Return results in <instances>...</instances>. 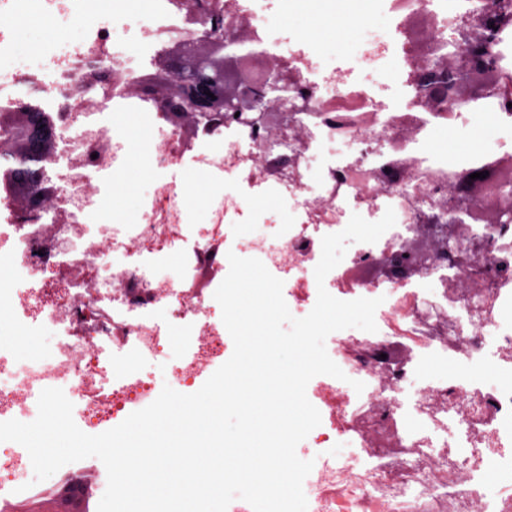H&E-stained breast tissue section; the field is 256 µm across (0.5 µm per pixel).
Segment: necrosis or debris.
Returning <instances> with one entry per match:
<instances>
[{
    "mask_svg": "<svg viewBox=\"0 0 512 512\" xmlns=\"http://www.w3.org/2000/svg\"><path fill=\"white\" fill-rule=\"evenodd\" d=\"M400 39L393 77L407 94L426 91L428 62L448 49L449 34L485 24L494 51L489 64L493 122L512 127V0H383ZM117 17L132 19L139 46L156 51L197 31L182 0H139ZM77 37L59 34L57 54L23 66L6 61L0 45V110L37 104L65 111L51 164L58 192L50 209L70 213L66 224H23L0 197V310L14 327L0 339V422L25 421L43 389H62L86 425L110 430L134 406L154 402L153 374L135 371L144 359L162 363L166 381L194 390L202 372L224 356L229 333L214 293L229 272L224 226L184 216L173 187L155 189L135 223L103 234L86 223L100 198L88 187L104 169L105 141H120L128 122L152 127V158L161 170L193 156L195 173H233L249 188H274L295 217L276 236L253 245L288 285L296 310L317 296L314 269L323 236L342 231L354 208L366 218L394 210L395 225L376 243H357L333 269L334 292L352 301L380 299L376 332L356 330L326 340L330 358L363 391L336 378L314 379L321 423L304 440L324 452L303 482L308 512H512V215L489 224L448 221L450 188L485 156L448 164L423 152L439 135L469 137L481 123L469 98L457 96L440 112H380L348 72L318 71L312 49L286 55L298 73L295 112L225 113L222 127L192 149L168 125L161 94L131 96L132 61L114 44L110 26L71 17ZM119 76L109 123L86 111L96 94L91 72ZM346 144L347 156L313 168L326 144ZM178 254L177 277L143 264ZM186 334L181 355L170 356L175 330ZM45 338L47 351L19 356L17 338ZM77 461L38 482L27 450L0 442V512L47 501L79 480Z\"/></svg>",
    "mask_w": 512,
    "mask_h": 512,
    "instance_id": "4bbe7bcc",
    "label": "necrosis or debris"
}]
</instances>
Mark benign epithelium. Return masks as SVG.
I'll return each instance as SVG.
<instances>
[{
	"label": "benign epithelium",
	"instance_id": "benign-epithelium-1",
	"mask_svg": "<svg viewBox=\"0 0 512 512\" xmlns=\"http://www.w3.org/2000/svg\"><path fill=\"white\" fill-rule=\"evenodd\" d=\"M190 16L199 20L200 30L187 38L177 39L159 56V69L154 74L137 77L128 84L132 93L149 94L156 89L165 91V110L173 124L186 135L207 131L224 123V112H239L244 108L256 112H297V106H288V91L293 75L283 68L271 65L273 55L264 50H253L249 45L233 38H224V15L216 9L205 11L200 0L187 4ZM252 58L253 64L267 73L269 95L266 100L254 104L245 102L244 95L236 87L224 90L227 77L236 72L238 62ZM447 70L459 75V85L476 98L486 92L488 85L483 74L487 73L479 57L471 50L459 48L438 56L433 73ZM213 97H208V94ZM30 120L20 127L0 118V152L12 151V144L26 141L23 153L32 166L15 169L0 165V178L31 185L21 200L23 211L39 209L54 194L48 177L49 155L44 149L46 139L56 135L65 113H48L36 106L26 109ZM469 189L459 193L461 201L453 211L454 224H475L488 216L476 212L467 200Z\"/></svg>",
	"mask_w": 512,
	"mask_h": 512
}]
</instances>
